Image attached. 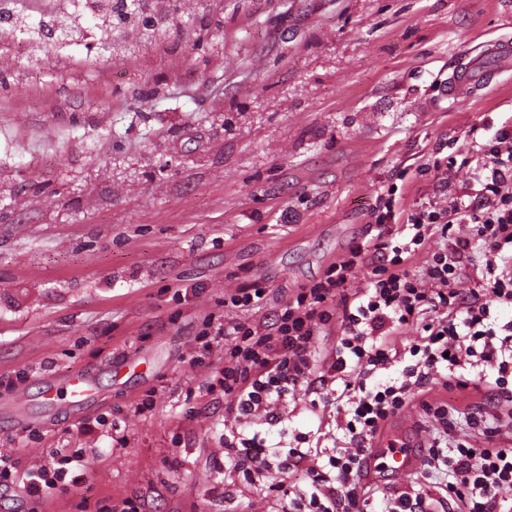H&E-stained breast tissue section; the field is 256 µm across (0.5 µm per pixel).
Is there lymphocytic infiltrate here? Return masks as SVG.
Instances as JSON below:
<instances>
[{
	"mask_svg": "<svg viewBox=\"0 0 512 512\" xmlns=\"http://www.w3.org/2000/svg\"><path fill=\"white\" fill-rule=\"evenodd\" d=\"M484 156L488 195L478 205L454 202L425 207L393 227V209L375 217V235L353 246L322 277L296 288L271 322L238 321L225 327L233 342L224 350V370L208 382L209 393L229 399L239 419L274 420L289 396L309 388L326 370L346 398L344 429L350 447L330 457L328 470L308 468L309 495L289 498L281 512H512V321L495 314L512 309V129L478 145ZM483 257L479 287L460 292L456 284L467 263ZM424 258L434 289L423 288L411 266ZM369 267V286L353 292L357 270ZM340 338L327 367L315 358L316 342L332 321ZM416 335L407 350L396 340ZM415 357L402 377L380 374ZM460 395L482 393L483 401L462 407L423 403L436 431L426 448L423 488H395L382 499L362 482V463L382 427L423 393L432 377ZM465 424L487 445L477 448L454 434ZM235 471L245 479L268 475L285 481L306 460L298 448L267 446L260 434L224 438Z\"/></svg>",
	"mask_w": 512,
	"mask_h": 512,
	"instance_id": "f902f5d3",
	"label": "lymphocytic infiltrate"
}]
</instances>
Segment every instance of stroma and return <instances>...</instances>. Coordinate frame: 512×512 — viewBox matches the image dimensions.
<instances>
[{
	"label": "stroma",
	"mask_w": 512,
	"mask_h": 512,
	"mask_svg": "<svg viewBox=\"0 0 512 512\" xmlns=\"http://www.w3.org/2000/svg\"><path fill=\"white\" fill-rule=\"evenodd\" d=\"M512 39V0H205L112 65L63 76L44 54L18 81L0 62V512H274L224 452V399L206 384L232 318L225 293L263 282L270 320L362 242L378 198L396 223L479 203L457 155L512 124V69L453 102L469 51ZM84 371L87 412L51 408L42 379ZM151 411L139 412L144 398ZM391 427H432L421 401ZM324 466L345 450L330 390L240 425ZM79 455L78 483L29 497L25 473Z\"/></svg>",
	"instance_id": "obj_1"
}]
</instances>
